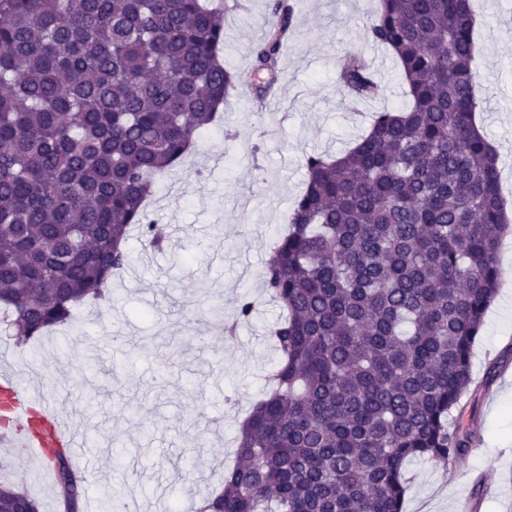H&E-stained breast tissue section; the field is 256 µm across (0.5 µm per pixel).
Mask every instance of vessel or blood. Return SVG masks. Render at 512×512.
Segmentation results:
<instances>
[{
    "instance_id": "vessel-or-blood-1",
    "label": "vessel or blood",
    "mask_w": 512,
    "mask_h": 512,
    "mask_svg": "<svg viewBox=\"0 0 512 512\" xmlns=\"http://www.w3.org/2000/svg\"><path fill=\"white\" fill-rule=\"evenodd\" d=\"M0 394L9 398L13 425L11 431L0 434V446L27 448L36 456L66 448L73 459H80L79 434L62 419L52 401L33 400L27 383L6 373L0 374Z\"/></svg>"
}]
</instances>
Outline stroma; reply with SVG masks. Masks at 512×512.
<instances>
[{
	"label": "stroma",
	"instance_id": "stroma-1",
	"mask_svg": "<svg viewBox=\"0 0 512 512\" xmlns=\"http://www.w3.org/2000/svg\"><path fill=\"white\" fill-rule=\"evenodd\" d=\"M224 3V58L245 74L270 19L267 0ZM473 6L483 50L479 118L501 148L499 187L512 205V0ZM376 11L377 0H295L276 96L253 111L242 83L223 120L197 133L194 150L159 180L148 209L168 228L169 247L157 251L132 235L122 296L77 307L37 348L15 346L0 331V372L27 379L80 427L87 505H99L105 483L130 512H197L234 465L238 425L277 362L269 331L283 310L261 274L303 189L304 158L344 152L364 134L365 115L409 103L397 63L366 38ZM349 49L372 60L387 88L384 99L355 110L336 84ZM500 271L473 350L474 383L462 398L478 441L450 482L442 461H407L405 512H470L474 503L478 512H512V265ZM245 291L257 312L226 340ZM40 471L31 455L0 447V482L28 492L40 512H60L55 485Z\"/></svg>",
	"mask_w": 512,
	"mask_h": 512
}]
</instances>
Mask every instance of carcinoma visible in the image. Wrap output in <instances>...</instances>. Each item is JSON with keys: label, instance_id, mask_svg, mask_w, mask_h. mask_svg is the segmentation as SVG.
<instances>
[{"label": "carcinoma", "instance_id": "carcinoma-1", "mask_svg": "<svg viewBox=\"0 0 512 512\" xmlns=\"http://www.w3.org/2000/svg\"><path fill=\"white\" fill-rule=\"evenodd\" d=\"M269 9L251 61L258 109L294 26L292 0ZM223 16L209 0H0V322L17 344L106 298L130 230L164 247L146 201L239 83ZM475 20L470 0H378L367 39L397 60L411 106L374 113L338 156H306L262 274L286 311L274 388L198 512H403L407 461L472 452L461 399L512 229L475 125ZM339 83L354 103L385 95L358 51ZM256 311L239 296L236 320ZM47 464L62 512H82L69 450ZM39 508L0 484V512Z\"/></svg>", "mask_w": 512, "mask_h": 512}]
</instances>
